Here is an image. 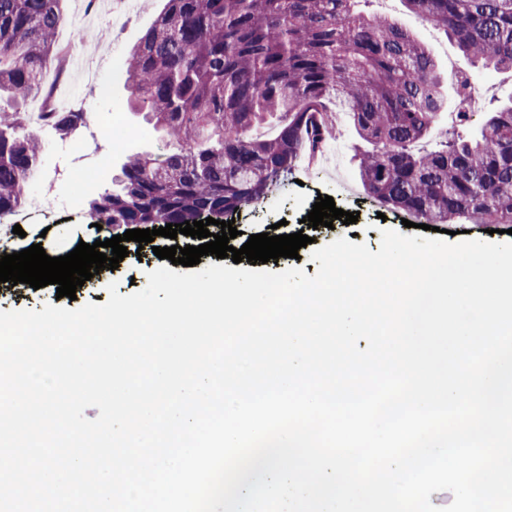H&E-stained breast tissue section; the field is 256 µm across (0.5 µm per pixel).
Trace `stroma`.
<instances>
[{"label":"stroma","instance_id":"obj_1","mask_svg":"<svg viewBox=\"0 0 512 512\" xmlns=\"http://www.w3.org/2000/svg\"><path fill=\"white\" fill-rule=\"evenodd\" d=\"M89 0H66L65 20L57 30L56 44L65 56L62 80L66 105L85 108L87 115L81 126L72 134L73 139L84 140L82 154H74L70 145L59 144L54 127L42 125L38 134L42 140L55 142L54 150L44 153L38 160L35 180L36 192L25 195L26 204L16 212L24 225L25 237H13L9 250L20 251L34 244H41L52 257L66 255L79 242L94 243L95 233L88 229V202L94 194L109 188L113 175L132 154L162 155L174 151L175 145L165 132L144 124L127 103L125 77L117 73L116 64L122 54L139 41L153 25L165 6V0H138L129 8L128 20L121 30H114L106 10L97 11L94 18H86ZM363 9L370 14L388 15L398 19L411 29L433 51L437 71L445 92H452L457 71L473 70V63L465 58L443 31L432 28L422 18L407 11L402 0H368ZM481 95L478 112L472 113L473 128H480L496 108L512 102V72L489 71L476 82ZM368 143L356 135L346 115H339L333 128L332 139L326 150L327 161L312 166H301L296 180L288 184L282 196L268 211L243 213L235 227L238 231L232 239L233 247H241L249 235L269 231L277 227L279 234H291L301 228L299 219L318 195H334L337 185H346L351 194L336 201V208L358 213L353 224L334 220L332 227L309 230L312 246L300 249L298 258H279L267 262L266 270L283 271L289 267L304 269L307 275H315L318 264L312 261L313 248H319L341 238H353L355 243L365 244L371 251L381 245V231L385 228L401 230V216L387 211L385 218H378L372 200L364 191L355 172L353 155L368 150ZM89 169L93 172L92 183L72 180L70 171ZM53 189L56 212L61 221L46 226L38 211L28 205L37 193ZM195 238L180 235L170 239L155 237L153 246L195 245ZM153 246L138 247L127 242L128 257L120 261L116 270L102 272L77 288L75 298H60L55 286L40 289L0 283V310H42L44 305L59 303L68 309H77L87 303L104 304L108 299L107 286L117 283L120 294L127 295L142 290L147 284V274L160 266L162 259L152 251Z\"/></svg>","mask_w":512,"mask_h":512}]
</instances>
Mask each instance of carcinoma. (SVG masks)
<instances>
[{"label":"carcinoma","mask_w":512,"mask_h":512,"mask_svg":"<svg viewBox=\"0 0 512 512\" xmlns=\"http://www.w3.org/2000/svg\"><path fill=\"white\" fill-rule=\"evenodd\" d=\"M472 62L512 71V0H404ZM64 0H0V93L38 94L43 70L63 68L56 33ZM359 0H166L120 63L131 99L178 143L162 159L129 157L97 194L89 223L112 238L122 224L230 221L270 200L301 161L328 145L319 106L344 107L359 138L360 181L376 202L427 224H512V104L471 132L439 135L448 108L431 51L398 20ZM43 113L67 140L80 111ZM274 124L271 136L253 129ZM0 109V216L21 205L47 145ZM438 139L424 153L413 144Z\"/></svg>","instance_id":"1"}]
</instances>
